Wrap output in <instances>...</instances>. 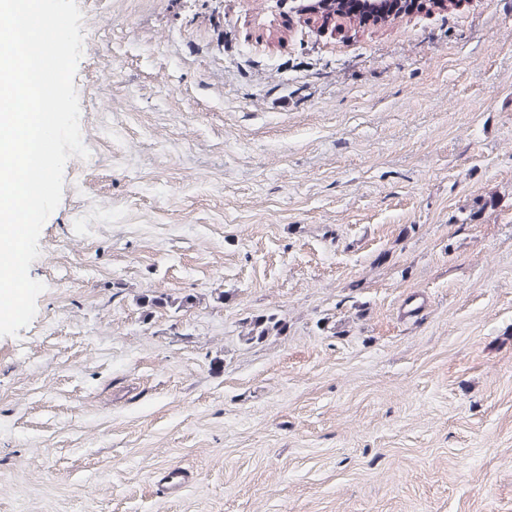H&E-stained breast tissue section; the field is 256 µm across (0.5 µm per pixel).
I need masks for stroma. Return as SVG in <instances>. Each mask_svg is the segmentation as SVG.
<instances>
[{
	"label": "stroma",
	"mask_w": 512,
	"mask_h": 512,
	"mask_svg": "<svg viewBox=\"0 0 512 512\" xmlns=\"http://www.w3.org/2000/svg\"><path fill=\"white\" fill-rule=\"evenodd\" d=\"M77 4L0 512H512V0ZM293 13L299 23L331 34L340 33L356 18L364 23H385L396 18L392 3L399 0H299Z\"/></svg>",
	"instance_id": "stroma-1"
}]
</instances>
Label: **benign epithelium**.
<instances>
[{"mask_svg": "<svg viewBox=\"0 0 512 512\" xmlns=\"http://www.w3.org/2000/svg\"><path fill=\"white\" fill-rule=\"evenodd\" d=\"M398 0H299L294 8L298 22L322 32L340 33L358 19L385 23L396 18L391 4Z\"/></svg>", "mask_w": 512, "mask_h": 512, "instance_id": "obj_1", "label": "benign epithelium"}]
</instances>
